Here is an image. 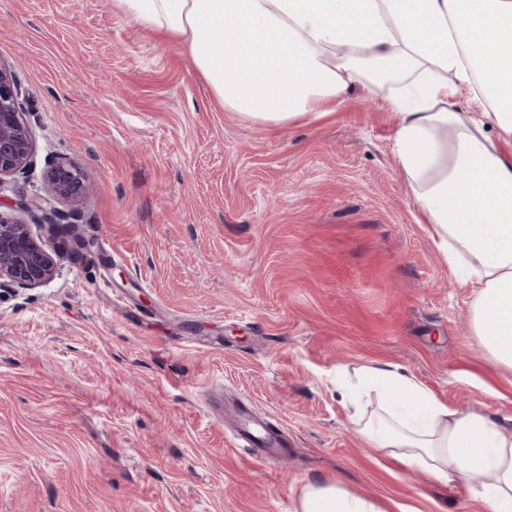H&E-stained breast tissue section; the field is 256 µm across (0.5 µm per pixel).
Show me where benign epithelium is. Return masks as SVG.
I'll return each instance as SVG.
<instances>
[{
	"label": "benign epithelium",
	"instance_id": "1",
	"mask_svg": "<svg viewBox=\"0 0 512 512\" xmlns=\"http://www.w3.org/2000/svg\"><path fill=\"white\" fill-rule=\"evenodd\" d=\"M33 131L27 122L22 91L14 70L0 66V184L3 178L23 174L31 165ZM90 187L81 170L64 161L48 165L44 193L17 191L15 207L35 220L53 212V203H78ZM55 262L24 218L0 211V282L35 288L51 280Z\"/></svg>",
	"mask_w": 512,
	"mask_h": 512
}]
</instances>
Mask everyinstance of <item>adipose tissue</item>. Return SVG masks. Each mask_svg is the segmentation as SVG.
<instances>
[{
    "instance_id": "obj_1",
    "label": "adipose tissue",
    "mask_w": 512,
    "mask_h": 512,
    "mask_svg": "<svg viewBox=\"0 0 512 512\" xmlns=\"http://www.w3.org/2000/svg\"><path fill=\"white\" fill-rule=\"evenodd\" d=\"M181 44L225 111L261 124L321 117L368 69L402 68L388 98L392 152L458 281L482 353L512 368V0H115ZM375 398L362 441L486 512H512V430L449 406L404 368L361 367L350 399ZM295 512H388L340 483L306 486Z\"/></svg>"
}]
</instances>
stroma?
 <instances>
[{
    "label": "stroma",
    "mask_w": 512,
    "mask_h": 512,
    "mask_svg": "<svg viewBox=\"0 0 512 512\" xmlns=\"http://www.w3.org/2000/svg\"><path fill=\"white\" fill-rule=\"evenodd\" d=\"M0 62L36 155L0 202L42 192L50 159L91 186L78 218L58 202L33 227L54 278L0 288V512H293L314 480L483 512L366 447L336 388L396 364L512 429V368L479 351L474 296L413 205L389 86L249 122L114 0H0ZM243 407L285 439L276 459L234 447Z\"/></svg>",
    "instance_id": "obj_1"
}]
</instances>
